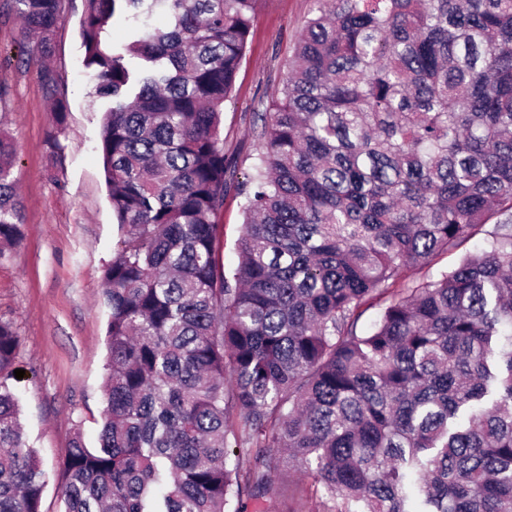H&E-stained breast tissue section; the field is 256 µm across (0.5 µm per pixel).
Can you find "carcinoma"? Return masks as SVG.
<instances>
[{
	"label": "carcinoma",
	"mask_w": 512,
	"mask_h": 512,
	"mask_svg": "<svg viewBox=\"0 0 512 512\" xmlns=\"http://www.w3.org/2000/svg\"><path fill=\"white\" fill-rule=\"evenodd\" d=\"M15 2L48 53L61 0ZM258 2L85 0L121 236L107 409L64 512H265L286 467L322 512H512V0H315L241 179L222 114ZM14 165L0 131V256L23 239ZM18 345L0 322V512H40ZM220 224V258L227 267L237 262L236 243L240 235L241 216L239 198L232 193L224 200V213L218 218ZM224 242V247L222 246Z\"/></svg>",
	"instance_id": "carcinoma-1"
}]
</instances>
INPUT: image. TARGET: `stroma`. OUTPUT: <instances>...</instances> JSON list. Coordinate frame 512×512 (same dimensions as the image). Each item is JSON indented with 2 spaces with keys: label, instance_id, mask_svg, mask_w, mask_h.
<instances>
[{
  "label": "stroma",
  "instance_id": "35a3bbf8",
  "mask_svg": "<svg viewBox=\"0 0 512 512\" xmlns=\"http://www.w3.org/2000/svg\"><path fill=\"white\" fill-rule=\"evenodd\" d=\"M314 0H260L234 95L224 105V150L247 172L260 147L252 132L288 74V61ZM63 19L41 62L24 37L14 0H0V84L9 90L0 127L16 145L15 173L24 237L0 258V321L20 342L8 379L28 445L45 472L41 512H62L65 463L75 436L95 447L106 402L108 311L102 273L114 254L112 214L99 144L101 108L96 79L83 64L80 20L84 0H62ZM53 74L55 92L45 76ZM67 103L57 124L53 97Z\"/></svg>",
  "mask_w": 512,
  "mask_h": 512
}]
</instances>
